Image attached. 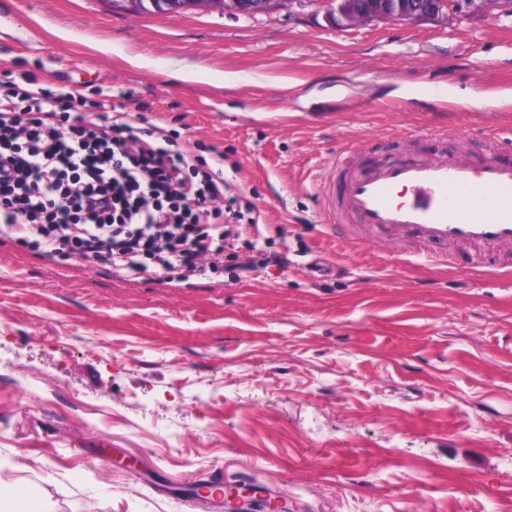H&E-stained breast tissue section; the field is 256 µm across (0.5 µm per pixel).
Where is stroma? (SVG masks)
<instances>
[{"label":"stroma","mask_w":512,"mask_h":512,"mask_svg":"<svg viewBox=\"0 0 512 512\" xmlns=\"http://www.w3.org/2000/svg\"><path fill=\"white\" fill-rule=\"evenodd\" d=\"M26 77L222 152L268 244L164 284L0 241V471L52 512H191L212 475L239 512H512V273L342 240L322 199L346 140L355 167L512 153V14L0 0V81ZM112 11L133 15L182 14V12H218L254 15L278 9L296 0H107Z\"/></svg>","instance_id":"35a3bbf8"}]
</instances>
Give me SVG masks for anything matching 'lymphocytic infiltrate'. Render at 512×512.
Wrapping results in <instances>:
<instances>
[{"label":"lymphocytic infiltrate","mask_w":512,"mask_h":512,"mask_svg":"<svg viewBox=\"0 0 512 512\" xmlns=\"http://www.w3.org/2000/svg\"><path fill=\"white\" fill-rule=\"evenodd\" d=\"M75 96L0 81V236L171 284L251 247L257 220L224 205V177L143 139L123 112L71 119Z\"/></svg>","instance_id":"1"}]
</instances>
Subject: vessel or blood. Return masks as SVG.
I'll return each instance as SVG.
<instances>
[{"label":"vessel or blood","mask_w":512,"mask_h":512,"mask_svg":"<svg viewBox=\"0 0 512 512\" xmlns=\"http://www.w3.org/2000/svg\"><path fill=\"white\" fill-rule=\"evenodd\" d=\"M359 143L336 155V177L324 194L329 220L340 234L358 231L416 244H465L512 267V157L463 154L411 155L346 166ZM403 188L406 201L393 200Z\"/></svg>","instance_id":"b4317fda"}]
</instances>
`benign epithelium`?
Here are the masks:
<instances>
[{
  "label": "benign epithelium",
  "instance_id": "7a95c632",
  "mask_svg": "<svg viewBox=\"0 0 512 512\" xmlns=\"http://www.w3.org/2000/svg\"><path fill=\"white\" fill-rule=\"evenodd\" d=\"M114 11L133 15L218 12L254 15L278 9L296 0H107ZM327 16L341 27H353L373 19L397 22L434 20L450 10L486 13L499 7L512 12V0H439L427 9H414L404 0H326Z\"/></svg>",
  "mask_w": 512,
  "mask_h": 512
}]
</instances>
